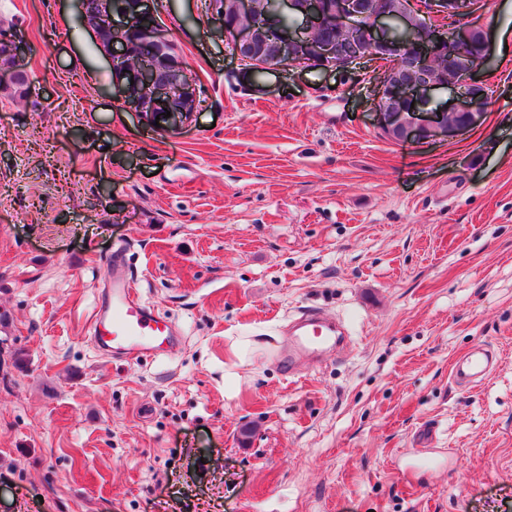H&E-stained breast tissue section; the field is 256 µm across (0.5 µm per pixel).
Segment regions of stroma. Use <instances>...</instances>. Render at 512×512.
Here are the masks:
<instances>
[{"instance_id":"1","label":"stroma","mask_w":512,"mask_h":512,"mask_svg":"<svg viewBox=\"0 0 512 512\" xmlns=\"http://www.w3.org/2000/svg\"><path fill=\"white\" fill-rule=\"evenodd\" d=\"M207 7L153 0L197 87L162 132L82 0H0L30 78L0 90V512H512V0L466 19L483 124L424 143L385 134L372 70L249 83ZM117 250L172 354L90 342ZM309 306L349 339L290 377ZM496 357L487 348L477 347L471 350L456 366L454 379L460 383H479L486 379Z\"/></svg>"}]
</instances>
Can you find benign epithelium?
I'll return each instance as SVG.
<instances>
[{"label": "benign epithelium", "instance_id": "7a95c632", "mask_svg": "<svg viewBox=\"0 0 512 512\" xmlns=\"http://www.w3.org/2000/svg\"><path fill=\"white\" fill-rule=\"evenodd\" d=\"M209 5L207 19L226 32L239 34V39L232 45L233 51L259 72L280 68H317L334 72L356 67V64L344 63L337 57L336 46L324 45L315 38L314 28L321 16L311 13L305 3L302 4L303 22L298 35L290 38L278 31L265 32L251 21L256 15V0H209ZM228 11L244 22L224 23V14ZM456 11L474 12L475 4L471 0H399L398 9L384 13L368 12L357 0H337L332 10L336 28L343 34H358L366 50L364 58L386 65L382 80L377 84V105L381 127L389 137L417 142L439 137L452 139L484 122L485 112L478 109L477 102L480 97L487 96L486 86L475 78L476 67L456 71L443 84L430 78L425 82L404 81L399 74L404 67L426 70L444 46L451 56H466L475 27L455 25L436 29L442 18ZM83 18L94 35L102 37L106 43L112 75L128 111L137 113L151 124L155 108L165 102L171 112L167 118V129L171 131L189 119L196 108V84L190 70L172 52V41L162 34L160 26L154 25L142 32L143 38L156 50L155 64L140 69L135 83L125 84L122 77L137 44L128 33L133 24L131 15L116 10L114 0H95L91 6L83 7ZM391 21L407 29L408 42L392 44L383 39L381 29ZM10 40L14 44V60L11 66L0 69L2 88L14 85L19 76L27 75L26 47L14 35ZM441 91L448 92V101L437 112L396 111V104L403 100L433 98ZM445 111L467 114L468 125L448 124L443 119Z\"/></svg>", "mask_w": 512, "mask_h": 512}]
</instances>
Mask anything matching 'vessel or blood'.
<instances>
[{
    "mask_svg": "<svg viewBox=\"0 0 512 512\" xmlns=\"http://www.w3.org/2000/svg\"><path fill=\"white\" fill-rule=\"evenodd\" d=\"M109 263L112 281L94 311V346L113 360L127 363L167 354L180 343V329L142 301L123 253L114 252ZM344 335L341 324L330 321L319 310H307L289 325L288 341L279 349L278 361L289 375L303 362L322 365ZM494 361L491 350L474 348L456 365L454 378L460 383L482 382L489 376Z\"/></svg>",
    "mask_w": 512,
    "mask_h": 512,
    "instance_id": "b4317fda",
    "label": "vessel or blood"
}]
</instances>
